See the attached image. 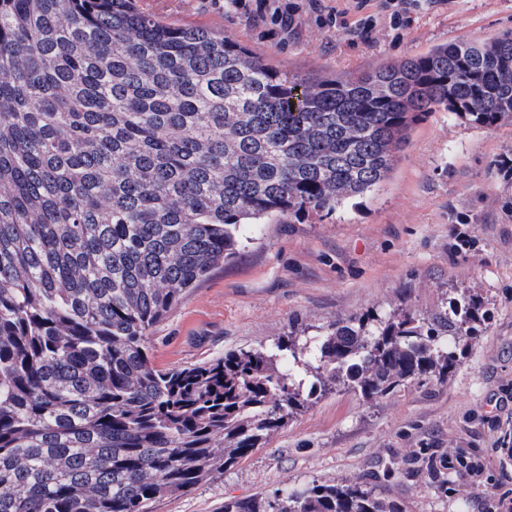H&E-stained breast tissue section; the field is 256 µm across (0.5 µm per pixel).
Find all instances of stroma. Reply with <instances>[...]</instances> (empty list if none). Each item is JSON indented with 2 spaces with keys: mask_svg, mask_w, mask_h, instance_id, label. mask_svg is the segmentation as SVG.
Returning <instances> with one entry per match:
<instances>
[{
  "mask_svg": "<svg viewBox=\"0 0 512 512\" xmlns=\"http://www.w3.org/2000/svg\"><path fill=\"white\" fill-rule=\"evenodd\" d=\"M285 2L300 7L287 35L222 0L137 5L162 23L231 37L300 76L354 75L512 31V0H444L405 29L382 21L369 42L355 43L320 27L308 0ZM458 228L469 232L468 244L456 239ZM464 290L486 302L492 318L446 382L376 401L355 392L325 396L264 448L154 512H221L226 499L347 480L411 448H436L478 470L471 478L449 473L444 494L423 475L392 482L383 496L406 512H490L512 489V122L487 129L442 110L430 114L361 204L246 229L234 258L186 292L149 347L158 367H186L371 310L427 314Z\"/></svg>",
  "mask_w": 512,
  "mask_h": 512,
  "instance_id": "1",
  "label": "stroma"
}]
</instances>
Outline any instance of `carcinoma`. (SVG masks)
<instances>
[{
	"mask_svg": "<svg viewBox=\"0 0 512 512\" xmlns=\"http://www.w3.org/2000/svg\"><path fill=\"white\" fill-rule=\"evenodd\" d=\"M439 109L512 122V31L298 77L136 0H0V512H153L330 392L446 381L488 315L463 293L187 367L148 346L244 227L371 194ZM446 469L411 448L224 512H405L378 488Z\"/></svg>",
	"mask_w": 512,
	"mask_h": 512,
	"instance_id": "carcinoma-1",
	"label": "carcinoma"
}]
</instances>
